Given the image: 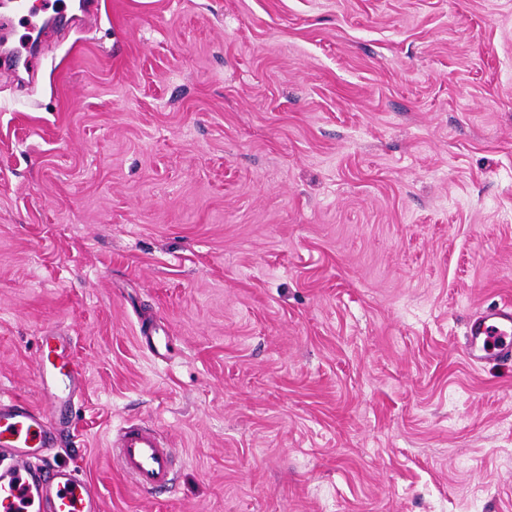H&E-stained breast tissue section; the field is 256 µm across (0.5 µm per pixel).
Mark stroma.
<instances>
[{
  "label": "stroma",
  "mask_w": 512,
  "mask_h": 512,
  "mask_svg": "<svg viewBox=\"0 0 512 512\" xmlns=\"http://www.w3.org/2000/svg\"><path fill=\"white\" fill-rule=\"evenodd\" d=\"M99 2L0 83V398L44 336L85 374L47 462L103 512H512V362L462 354L512 300V0ZM110 453L114 466L140 491H159L173 483L174 453L155 428L127 422L115 436Z\"/></svg>",
  "instance_id": "stroma-1"
}]
</instances>
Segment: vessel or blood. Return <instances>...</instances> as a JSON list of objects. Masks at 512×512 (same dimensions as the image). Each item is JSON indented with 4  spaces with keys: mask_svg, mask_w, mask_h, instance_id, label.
I'll use <instances>...</instances> for the list:
<instances>
[{
    "mask_svg": "<svg viewBox=\"0 0 512 512\" xmlns=\"http://www.w3.org/2000/svg\"><path fill=\"white\" fill-rule=\"evenodd\" d=\"M33 65L31 49H0V75H16ZM44 357L66 369L64 377L40 374L42 401L32 405L19 398L0 399V512H102L99 495L74 470L49 469L43 449L60 439L59 406L75 407L83 385L79 364L64 349L42 337ZM465 360L474 366L512 355V302L482 308L466 330ZM114 466L140 491L168 488L174 480V453L162 433L128 422L110 450Z\"/></svg>",
    "mask_w": 512,
    "mask_h": 512,
    "instance_id": "b4317fda",
    "label": "vessel or blood"
}]
</instances>
